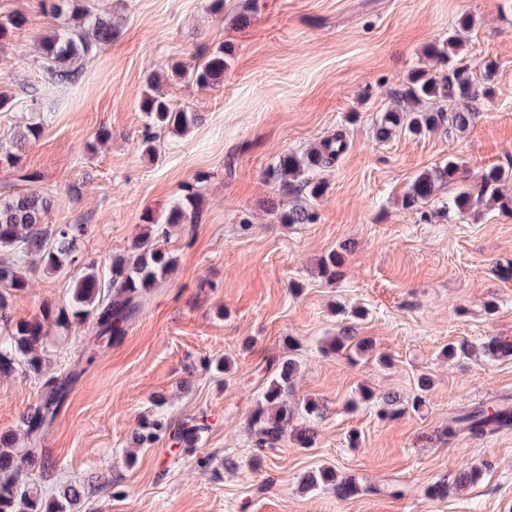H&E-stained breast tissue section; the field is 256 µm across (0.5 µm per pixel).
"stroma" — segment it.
Segmentation results:
<instances>
[{
    "label": "stroma",
    "mask_w": 512,
    "mask_h": 512,
    "mask_svg": "<svg viewBox=\"0 0 512 512\" xmlns=\"http://www.w3.org/2000/svg\"><path fill=\"white\" fill-rule=\"evenodd\" d=\"M87 3L109 11L118 31L78 83L50 85L37 43L55 19L39 0H0V16L25 19L0 49V89L16 101L0 112V140L26 122L27 101L42 98L43 133L21 156L38 174L31 190L53 199L48 223L88 225L82 254L105 280L146 214L169 207L196 176L208 180L202 223L175 228L168 240L175 270L87 365L42 438L58 479L97 486L80 512H512V428L442 434L451 413L512 397V359L442 355L452 342L512 340V279L500 276L512 263V215H448L449 188L418 209L402 206L415 176L448 161L473 173L512 166V0H224L219 14L209 0ZM238 14L249 23H234ZM464 15L476 22L466 63L497 64L493 97L465 131L377 141L378 120L423 48ZM221 43L234 59L219 87H164L175 105L198 113L197 124L181 137L161 134L158 154L143 155L146 76L177 60L194 65ZM103 129L112 138L101 146ZM337 132L347 147L322 173L328 189L311 204L316 222L279 223L269 210L282 190L269 171ZM333 251L342 262L331 280L319 265ZM81 270L30 273L13 319L63 300ZM203 278L217 290H200ZM359 307L365 316L352 317ZM344 326L371 339L372 352L325 353L322 340ZM291 343L299 374L288 401H318L324 416L313 447L287 441L259 455L247 431L258 373ZM215 355L231 361L229 373L204 369ZM423 374L433 386L420 411L379 416L378 396L409 399ZM364 389L374 401L360 402ZM41 391L23 369L0 377V433L17 428ZM158 392L171 421L207 413L203 450L214 455L213 470L172 457L162 442L133 448ZM324 465L355 478L362 493L342 500L328 488L301 491L303 476ZM472 466L479 481L432 496V485ZM116 480L128 496L112 497ZM395 486L403 496L391 495Z\"/></svg>",
    "instance_id": "35a3bbf8"
}]
</instances>
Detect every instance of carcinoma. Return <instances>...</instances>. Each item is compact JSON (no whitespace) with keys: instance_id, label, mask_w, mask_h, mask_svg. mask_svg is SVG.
Returning <instances> with one entry per match:
<instances>
[{"instance_id":"1","label":"carcinoma","mask_w":512,"mask_h":512,"mask_svg":"<svg viewBox=\"0 0 512 512\" xmlns=\"http://www.w3.org/2000/svg\"><path fill=\"white\" fill-rule=\"evenodd\" d=\"M40 6L59 19V26L40 38V67L55 83H75L79 80L82 63L112 41L116 28L107 15L92 11L84 0H40ZM473 28V17L463 16L458 20L456 33L425 50L426 59L442 64L448 62L450 66L438 72L421 63L407 74L397 93L396 105L386 110L377 124L378 140H388L399 129L417 136L448 124L460 131L473 124L478 105L492 95L491 78L496 69L495 62L490 60L479 77L468 65L452 62L464 51L462 34ZM232 58V48L220 44L194 66L186 68L174 62L169 72L183 83L215 86L223 81ZM163 85L161 74L148 75L138 103L147 119L140 143L145 154L156 153L155 129L183 135L199 119L195 112L174 107ZM448 99L462 100L467 107L448 112L437 106ZM42 131L43 124L37 120L25 127L20 140L0 141V168L11 174V178L0 185V252L7 251L11 255L7 262L0 260V324L7 331V337L0 340V375L10 374L21 365L31 377L42 381L43 389L39 403L20 420L19 430L26 438V449L19 450L15 433L0 434V512H74L76 505L98 491L96 487L58 480L38 448L45 429L54 422L73 382L81 374L74 368L46 376L51 336H62L76 325L92 324V334L81 355L87 363L94 360L101 348L112 346L113 341L124 335L127 323L147 304L152 290L169 277L177 264L176 256L164 248L163 242L175 227L200 223L204 210L202 184L207 176L200 175L182 187L179 197L167 210L146 217V231L133 241L127 253L112 257L108 281L101 282L94 263L89 262L64 300L47 302L32 318L15 321L9 314L10 303L15 293L28 287L31 256H39L43 270L57 272L82 260L80 245L88 234L86 224L48 223L46 218L53 200L36 191L17 190V183L36 179L23 172L19 150L22 143L38 139ZM344 147L342 135L338 133L300 153L282 156L271 174L280 179L285 194L293 191L295 196L280 201L271 208V214L286 224L314 223L315 213L301 196L314 200L325 193V183L314 178L313 171L334 164ZM461 178V165L454 160L419 174L403 196L404 208L419 207L437 195L442 187L455 184ZM510 181L512 168L498 166L470 177L468 184L448 199V213L462 218L475 217L476 207L483 202L501 212L512 213V193L505 194L501 190ZM323 349L329 353L347 349L366 352L371 349V343L356 338L347 327L329 338ZM458 354L512 359V341L492 337L480 345L448 346V356ZM296 372L297 362L288 354L272 359L264 373L258 374L265 386L249 422L254 435L253 447L258 452L273 450L288 439L300 448L313 446L315 432L310 422L324 416V406L316 400H308L296 409L288 406L287 396ZM430 386L429 378H420L416 393L404 407L400 406L396 395L384 396L379 414L392 417L409 407L419 410ZM511 425L512 405L491 402L449 417L445 434L450 438L461 433L481 437ZM210 429L205 413L173 423L158 412L140 421L133 444L136 448H152L165 441L172 455L193 454L197 467L205 471L213 464L214 456H201L198 449ZM36 465L41 467L44 481L35 487L25 480V474ZM305 484L309 488L331 485L341 499L352 498L360 490L353 478L338 476L330 466L309 473Z\"/></svg>"}]
</instances>
